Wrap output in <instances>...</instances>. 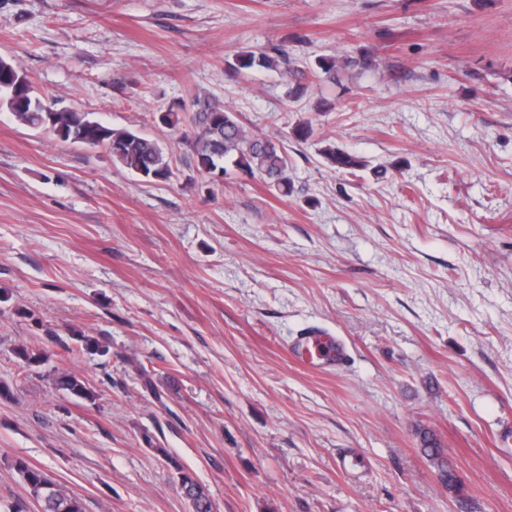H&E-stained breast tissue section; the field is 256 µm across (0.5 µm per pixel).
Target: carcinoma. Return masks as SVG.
Segmentation results:
<instances>
[{"mask_svg": "<svg viewBox=\"0 0 512 512\" xmlns=\"http://www.w3.org/2000/svg\"><path fill=\"white\" fill-rule=\"evenodd\" d=\"M288 61V51L274 47L267 50L244 51L235 55L231 69L242 73L254 68L271 69L279 61ZM26 101L24 109L17 114L18 122L32 129H44L65 141L95 148L112 144V159L147 182L167 181L172 175L170 160L166 152L153 139L144 137L134 129H114L85 112L56 110L36 95L26 75L17 66L0 58V111H9L18 106V99ZM159 122L181 127V140L190 150L195 168L209 176L224 164L251 176L258 175L281 196L292 192L288 175V154L275 137H255L241 122L237 113L215 100H197L191 115L182 117L168 110L159 115ZM320 154L330 165L351 174L368 167L363 158L334 144L325 145ZM79 347L92 355L105 356L109 348L90 336L80 332L73 335ZM52 385L68 395L93 400L94 392L76 376L61 372L52 376ZM424 451L437 461L438 478L442 485H455V477L448 471L444 460V449L437 446L433 437H423ZM15 470L29 489L30 495L40 505L41 512H84L78 497L71 495L53 481L43 470L18 459ZM176 481L183 494L191 502L192 512H213L210 494L187 469L174 465Z\"/></svg>", "mask_w": 512, "mask_h": 512, "instance_id": "obj_1", "label": "carcinoma"}]
</instances>
